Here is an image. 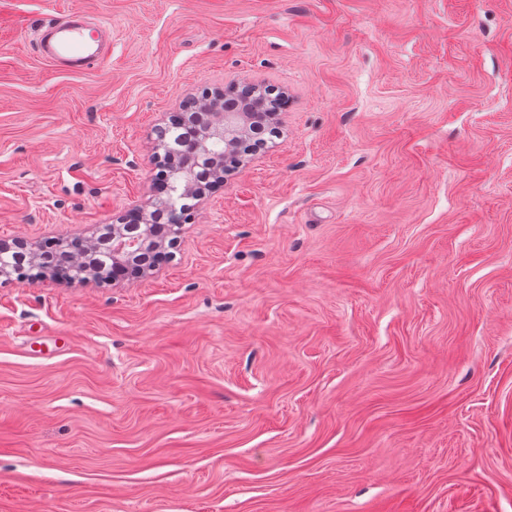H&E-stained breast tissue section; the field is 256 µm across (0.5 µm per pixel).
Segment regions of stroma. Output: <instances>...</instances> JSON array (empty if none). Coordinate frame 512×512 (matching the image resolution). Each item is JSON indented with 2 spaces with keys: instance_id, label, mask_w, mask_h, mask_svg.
<instances>
[{
  "instance_id": "obj_1",
  "label": "stroma",
  "mask_w": 512,
  "mask_h": 512,
  "mask_svg": "<svg viewBox=\"0 0 512 512\" xmlns=\"http://www.w3.org/2000/svg\"><path fill=\"white\" fill-rule=\"evenodd\" d=\"M243 80L277 135L171 260L0 278V512H512V0H0V238L152 211L155 127ZM87 16L71 11L39 29V58L64 73H82L105 60L112 52L110 29L99 23L91 28Z\"/></svg>"
}]
</instances>
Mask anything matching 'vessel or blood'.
Masks as SVG:
<instances>
[{"instance_id": "vessel-or-blood-1", "label": "vessel or blood", "mask_w": 512, "mask_h": 512, "mask_svg": "<svg viewBox=\"0 0 512 512\" xmlns=\"http://www.w3.org/2000/svg\"><path fill=\"white\" fill-rule=\"evenodd\" d=\"M36 52L61 72L81 73L109 58L112 36L106 25L90 26L84 13L72 11L40 27Z\"/></svg>"}]
</instances>
